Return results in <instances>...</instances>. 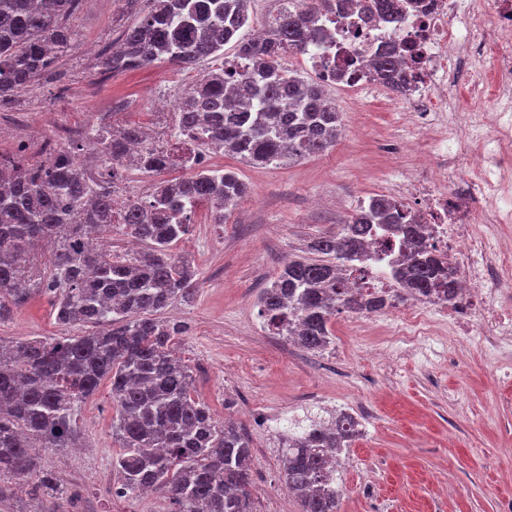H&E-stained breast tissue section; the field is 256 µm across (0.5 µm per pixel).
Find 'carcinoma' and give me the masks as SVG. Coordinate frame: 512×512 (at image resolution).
I'll return each mask as SVG.
<instances>
[{"label":"carcinoma","mask_w":512,"mask_h":512,"mask_svg":"<svg viewBox=\"0 0 512 512\" xmlns=\"http://www.w3.org/2000/svg\"><path fill=\"white\" fill-rule=\"evenodd\" d=\"M78 0H0V109L52 70L78 34L67 24ZM133 21L117 50L98 58L102 74H120L156 63L181 69L220 57L224 45L248 24V0H126ZM146 3L145 9L138 8ZM321 9L305 0L271 16L268 37L237 41L234 63L200 74L195 93L181 99L169 126L175 149L129 146L144 141L142 126L86 130L87 142L106 155L100 179L85 177L68 151L31 162L0 154V323L44 292L54 297L59 323L86 332L58 339L0 343V512H11L7 478L32 480L30 495L41 512H65L76 491L41 470L34 448H73L76 415L101 381L110 378L112 439L123 452L112 462L118 484L130 495L163 490L173 512H256L251 495L252 451L233 421L219 422L191 394V370L170 342L184 325L160 318L175 302L197 295L196 271L172 246L190 232L196 208H210L214 223L248 191L232 171L202 168L189 177L163 174L186 166L192 152L217 144L253 165L297 162L336 143L341 113L319 80L287 70V53L302 54L313 41ZM390 83L406 82L397 60L376 62ZM111 138H106V133ZM156 178L148 203L112 209V183L127 161ZM418 218L397 201L374 195L335 233L313 237L306 254L291 259L262 289L258 314L264 327L299 346L323 351L334 343L330 323L340 310L374 312L383 298L344 287L349 262L368 258L364 241L377 237L397 248L400 284L409 293L448 290L458 284L426 250ZM117 228L143 246L118 256L93 243ZM288 434L281 468L301 512H340L336 461L361 435L349 412L327 420L307 418Z\"/></svg>","instance_id":"1"}]
</instances>
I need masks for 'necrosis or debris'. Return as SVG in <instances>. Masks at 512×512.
<instances>
[{"label":"necrosis or debris","instance_id":"1","mask_svg":"<svg viewBox=\"0 0 512 512\" xmlns=\"http://www.w3.org/2000/svg\"><path fill=\"white\" fill-rule=\"evenodd\" d=\"M362 0H336L333 12L321 16L318 25L326 39L322 48L303 54L323 77L348 66L358 68L356 80H344L350 90L387 87L372 75L373 64L383 55L402 57L410 72L409 88L402 100L413 114L420 134L433 132L429 115L444 111L448 103V79L461 71L467 61L478 57L490 60L495 69L512 68V0H474L471 19H463L459 0H397L398 13L373 12L362 16ZM498 16L495 29L486 28L481 14ZM493 146L470 149L467 159L473 177L454 193H447L433 181L413 179L394 192L409 206H422L427 246L444 264L452 265L458 277L454 300L430 293L416 298L403 296L389 260L371 262L351 283L363 293L388 298L405 342L432 334L443 324L467 331L481 326L492 333L491 341H512V310L485 299L484 287L512 284V251L497 249L487 254V235L499 225L512 223V210H495L486 235L475 234L471 224L476 212L489 199L512 194V124H495ZM497 169V179L487 176Z\"/></svg>","mask_w":512,"mask_h":512}]
</instances>
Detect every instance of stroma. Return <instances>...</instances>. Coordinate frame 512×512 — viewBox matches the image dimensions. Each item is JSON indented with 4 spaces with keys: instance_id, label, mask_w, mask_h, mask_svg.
<instances>
[{
    "instance_id": "35a3bbf8",
    "label": "stroma",
    "mask_w": 512,
    "mask_h": 512,
    "mask_svg": "<svg viewBox=\"0 0 512 512\" xmlns=\"http://www.w3.org/2000/svg\"><path fill=\"white\" fill-rule=\"evenodd\" d=\"M131 20L111 0H79L78 49L59 57L56 75L19 94L0 121V152L40 160L70 142L58 125L84 128L102 118L158 129L154 99L174 95L197 72L155 64L116 75L98 73L97 51ZM342 133L323 153L294 163L253 166L213 153L209 165L235 171L248 194L214 223L210 209L173 248L200 273L194 303H174L163 317L185 325L172 348L190 368L195 398L216 419L243 426L254 444L252 492L257 512H300L285 489L282 439L295 421L343 408L364 434L340 465L341 512H512V345L486 349L467 335L433 336L416 346L390 345L352 330L351 315L332 322L334 350L307 352L264 330L257 299L307 240L350 222L360 202L403 186L419 165L398 150L414 127L398 105L373 93H332ZM75 328L56 319L53 299L36 294L0 323V341L62 339ZM115 408L109 381L82 404L80 448L40 449L45 471L80 489L87 512H172L163 493L116 496L112 460Z\"/></svg>"
}]
</instances>
